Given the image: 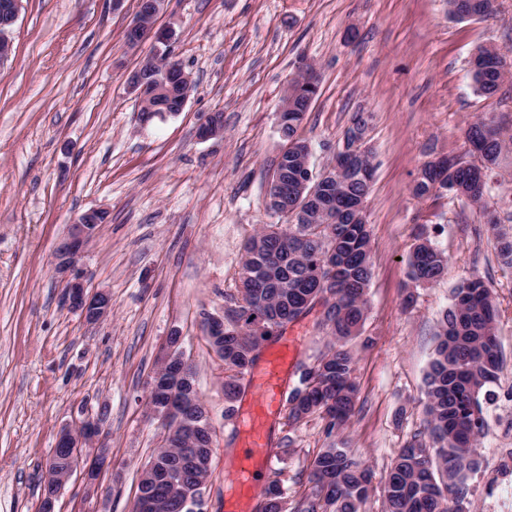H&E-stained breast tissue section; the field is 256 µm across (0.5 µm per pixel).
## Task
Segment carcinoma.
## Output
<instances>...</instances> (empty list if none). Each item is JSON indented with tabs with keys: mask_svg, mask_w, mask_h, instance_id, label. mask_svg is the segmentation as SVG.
Masks as SVG:
<instances>
[{
	"mask_svg": "<svg viewBox=\"0 0 512 512\" xmlns=\"http://www.w3.org/2000/svg\"><path fill=\"white\" fill-rule=\"evenodd\" d=\"M502 53L492 47L477 50L470 61L474 83L484 94L495 93L505 75L486 68L485 58ZM298 88L288 96L279 133L288 151V189L283 207L269 205L278 223L265 224L244 245L240 288L226 298L224 337V418L235 413L242 392L241 380L260 358L272 336H257L252 324L261 320L273 330L307 315L316 297L328 306L319 322L329 337L312 362L300 366L299 380L288 393V424L312 416L325 421L333 436L355 414L356 358L348 342L358 335L367 309L371 279V235L355 206L369 194L373 169L369 158L344 165L343 179L313 195H295L291 185L303 167H311L310 147L299 134L308 102L317 93V77L305 72L295 80ZM468 152L498 165L504 147L492 119L480 117L465 132ZM446 190L468 199L485 223L497 229L512 217L501 218L486 206L488 181L445 158L436 167H421L412 194L417 199ZM332 209L334 223H322ZM502 262L512 267V236L497 233ZM447 261L422 232L408 256V278L416 283L439 281ZM498 309L490 288L479 277L462 279L452 291L451 307L437 332L434 357L425 377L426 419L423 430L399 450L383 487L385 512H463L470 474L482 466L477 452L486 426L480 402L485 387L501 371L497 335ZM192 433L166 434L168 448H160L144 467L135 501L142 512H179V497L186 484L210 473L212 433L197 409L185 410ZM311 492L294 506L295 512H361L372 489V475L362 460L341 440L319 450L307 476ZM258 512H289L280 479L263 491Z\"/></svg>",
	"mask_w": 512,
	"mask_h": 512,
	"instance_id": "obj_1",
	"label": "carcinoma"
}]
</instances>
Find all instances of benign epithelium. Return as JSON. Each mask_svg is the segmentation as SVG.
I'll use <instances>...</instances> for the list:
<instances>
[{
    "instance_id": "7a95c632",
    "label": "benign epithelium",
    "mask_w": 512,
    "mask_h": 512,
    "mask_svg": "<svg viewBox=\"0 0 512 512\" xmlns=\"http://www.w3.org/2000/svg\"><path fill=\"white\" fill-rule=\"evenodd\" d=\"M21 0H5L0 5V13L4 21L0 22V63L8 59L12 52V44L4 36V31L16 20ZM167 0H150V7L140 14L125 32V43L131 48L141 46L147 39H154L153 50L140 58L137 67L131 72L127 80L128 90L143 107L150 106L155 101L156 118L164 120L170 116L164 104V96L168 90V80L156 78L146 81L140 78L144 70L156 68V58L165 53L174 57L172 49V33L166 29L156 28L157 16L164 8ZM365 140V131L354 128L345 136L341 150L351 148L362 154L368 150L362 146ZM105 216L100 209H90L81 213L70 225L67 235L55 247V271L65 282L64 303L72 310L81 314L88 323H97L112 312V299L105 289L93 292L87 291L84 276L77 269V263L84 248L95 237L100 226L99 218ZM196 405V398L184 391L172 389L166 391L162 402L155 403L152 413L159 417L163 423L180 420L181 410L186 406ZM93 446L97 448L95 458L84 469L85 481L94 483L100 471L109 464V453L106 443V434L99 419H85L72 427L65 428L59 433L55 449L63 448L69 452L66 458V467H58L59 456L52 454L45 466L44 478L47 484H62L69 479L77 469L82 449Z\"/></svg>"
}]
</instances>
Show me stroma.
I'll return each mask as SVG.
<instances>
[{
  "label": "stroma",
  "instance_id": "obj_1",
  "mask_svg": "<svg viewBox=\"0 0 512 512\" xmlns=\"http://www.w3.org/2000/svg\"><path fill=\"white\" fill-rule=\"evenodd\" d=\"M491 18L458 20L447 0H169L158 22L193 79L183 112L141 126L126 80L150 44L125 30L136 0H22L0 63V512H41L57 432L103 414L112 462L97 489L72 475L55 512H131L142 470L165 427L148 388L168 339L196 367L213 428L204 512H225V471L241 453L224 418V364L205 338L239 285L247 239L276 223L267 185L283 141L277 110L303 62L317 96L300 128L315 169L331 162L354 113L369 116L374 178L366 199L373 267L359 337L350 449L374 472L362 512H384L392 459L425 420V375L439 321L463 278L478 275L498 309L503 371L483 400L484 464L470 475L469 512H512V268L479 210L449 192L415 199L433 155L468 158L465 132L492 117L512 136V80L477 90L469 60L492 46L512 59V0ZM224 133L199 139L200 121ZM108 218L81 265L112 312L87 323L62 305L54 248L81 213ZM448 258V273L417 286L406 258L415 229ZM413 295L404 305L405 295ZM282 490L296 503L327 439L316 416L273 417Z\"/></svg>",
  "mask_w": 512,
  "mask_h": 512
}]
</instances>
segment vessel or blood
I'll return each instance as SVG.
<instances>
[{
  "label": "vessel or blood",
  "instance_id": "b4317fda",
  "mask_svg": "<svg viewBox=\"0 0 512 512\" xmlns=\"http://www.w3.org/2000/svg\"><path fill=\"white\" fill-rule=\"evenodd\" d=\"M298 356V344L290 338L271 348L263 362L247 373L246 380L255 399L246 415L240 461L225 479L230 490L225 512H249L253 498L262 489L258 474L269 469L276 458L267 441L265 422L281 409L285 399L281 376L295 366Z\"/></svg>",
  "mask_w": 512,
  "mask_h": 512
}]
</instances>
